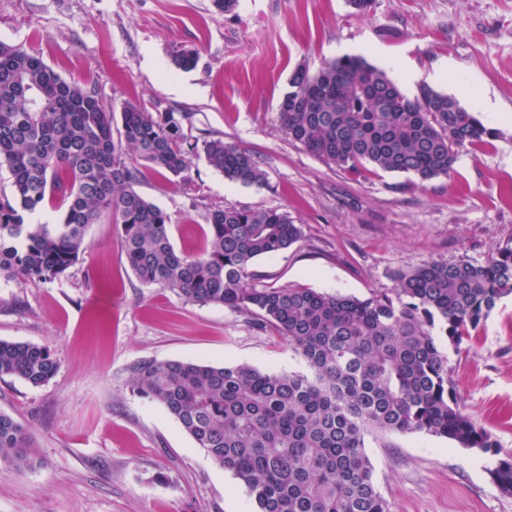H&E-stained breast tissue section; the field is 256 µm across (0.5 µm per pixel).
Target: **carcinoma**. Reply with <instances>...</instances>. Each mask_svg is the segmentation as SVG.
<instances>
[{"mask_svg": "<svg viewBox=\"0 0 512 512\" xmlns=\"http://www.w3.org/2000/svg\"><path fill=\"white\" fill-rule=\"evenodd\" d=\"M115 112L96 86L67 81L21 45L0 41V167L12 198L0 202V277L60 278L80 258L90 225H120L128 263L145 285L186 302L224 306L276 331L308 372L247 365L143 361L130 369L138 396L157 402L254 499L257 512H387L365 452L371 429L423 433L500 453L459 408L441 341L460 347L498 300L512 295V244L483 263L430 262L400 272L367 299L288 286L257 288L249 267L290 247L300 228L277 210L225 207L208 217L209 248L178 253L171 218L136 189L142 170L183 179L192 160L225 178L259 184L254 159L222 138L186 136L172 112ZM293 142L339 169L367 167L419 182L448 176L459 149L488 130L473 110L428 85L409 97L361 56L297 68L278 104ZM61 199L54 224L25 215ZM53 350L0 340V378L32 387L56 374ZM38 463L30 434L0 413V461ZM512 494V455L491 471Z\"/></svg>", "mask_w": 512, "mask_h": 512, "instance_id": "carcinoma-1", "label": "carcinoma"}]
</instances>
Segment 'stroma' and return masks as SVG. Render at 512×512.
Here are the masks:
<instances>
[{
  "instance_id": "35a3bbf8",
  "label": "stroma",
  "mask_w": 512,
  "mask_h": 512,
  "mask_svg": "<svg viewBox=\"0 0 512 512\" xmlns=\"http://www.w3.org/2000/svg\"><path fill=\"white\" fill-rule=\"evenodd\" d=\"M0 41L24 46L69 81L96 84L114 110L171 112L189 136L251 155L260 184L229 181L204 160L188 180L145 172L136 189L171 217L176 251L208 246L211 210L287 213L301 237L250 267L257 287L298 285L366 299L398 271L484 262L512 243V0H0ZM194 50L195 67L172 57ZM364 57L401 90L456 97L487 128L453 172L352 173L295 144L277 106L298 66ZM0 339L49 346L58 371L32 387L0 378V412L27 427L39 458L0 462V512H255L244 487L158 403L133 394L144 360L306 371L274 330L230 309L142 284L119 227L91 225L78 263L51 282L0 278ZM462 411L512 452V296L470 342L444 345ZM366 452L388 512H512L491 472L498 458L422 433L370 430Z\"/></svg>"
}]
</instances>
